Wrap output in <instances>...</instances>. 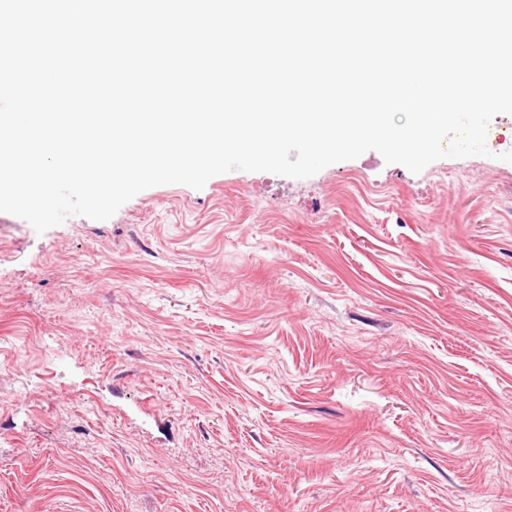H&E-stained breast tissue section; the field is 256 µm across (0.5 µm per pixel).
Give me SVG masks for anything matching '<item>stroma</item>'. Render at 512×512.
<instances>
[{
	"mask_svg": "<svg viewBox=\"0 0 512 512\" xmlns=\"http://www.w3.org/2000/svg\"><path fill=\"white\" fill-rule=\"evenodd\" d=\"M489 133L0 212V512H512V114Z\"/></svg>",
	"mask_w": 512,
	"mask_h": 512,
	"instance_id": "obj_1",
	"label": "stroma"
}]
</instances>
